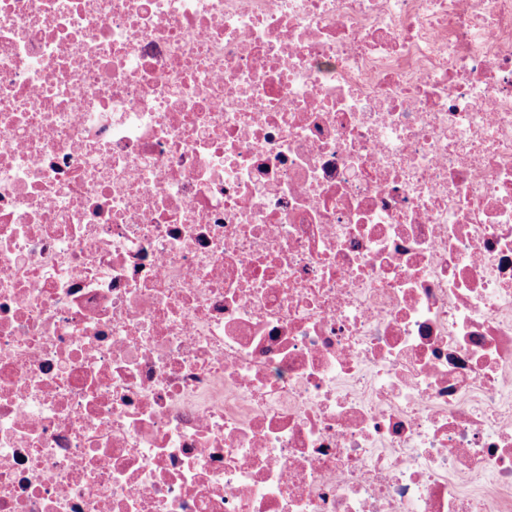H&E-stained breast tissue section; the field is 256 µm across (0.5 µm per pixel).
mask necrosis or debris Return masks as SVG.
Segmentation results:
<instances>
[{"label": "necrosis or debris", "mask_w": 512, "mask_h": 512, "mask_svg": "<svg viewBox=\"0 0 512 512\" xmlns=\"http://www.w3.org/2000/svg\"><path fill=\"white\" fill-rule=\"evenodd\" d=\"M0 512H512V0H0Z\"/></svg>", "instance_id": "1"}]
</instances>
